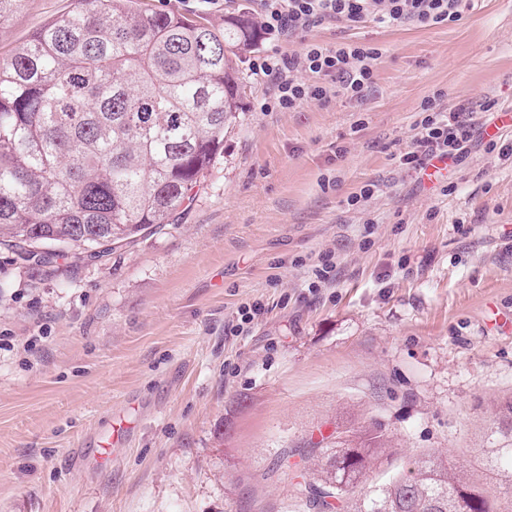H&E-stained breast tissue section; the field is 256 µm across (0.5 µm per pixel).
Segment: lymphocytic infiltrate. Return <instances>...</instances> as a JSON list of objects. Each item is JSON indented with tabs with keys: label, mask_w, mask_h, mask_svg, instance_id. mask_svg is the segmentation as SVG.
<instances>
[{
	"label": "lymphocytic infiltrate",
	"mask_w": 512,
	"mask_h": 512,
	"mask_svg": "<svg viewBox=\"0 0 512 512\" xmlns=\"http://www.w3.org/2000/svg\"><path fill=\"white\" fill-rule=\"evenodd\" d=\"M260 27L267 37L298 38L296 53L257 56L252 73L269 89L254 109L258 112H291L310 102L335 96L359 100L375 83L379 46L348 41L325 43L309 38L311 29L343 24L357 27L367 22L420 28L451 25L462 20L474 0H253ZM444 91H436L420 105V133L402 162L422 172L432 159L457 166L471 150V117L474 111H493V103L480 108L471 103L444 106Z\"/></svg>",
	"instance_id": "f902f5d3"
}]
</instances>
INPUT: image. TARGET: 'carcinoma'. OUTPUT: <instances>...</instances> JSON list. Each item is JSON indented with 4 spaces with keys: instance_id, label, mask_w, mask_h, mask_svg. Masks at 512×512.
Wrapping results in <instances>:
<instances>
[{
    "instance_id": "1",
    "label": "carcinoma",
    "mask_w": 512,
    "mask_h": 512,
    "mask_svg": "<svg viewBox=\"0 0 512 512\" xmlns=\"http://www.w3.org/2000/svg\"><path fill=\"white\" fill-rule=\"evenodd\" d=\"M242 13L218 31L136 0H73L0 56V248L52 267L71 252L102 258L172 223L237 121L234 57L255 46ZM391 440L336 423L303 451L296 483L309 512H512V399L465 458L435 449L382 482Z\"/></svg>"
}]
</instances>
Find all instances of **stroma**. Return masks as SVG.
<instances>
[{"instance_id":"1","label":"stroma","mask_w":512,"mask_h":512,"mask_svg":"<svg viewBox=\"0 0 512 512\" xmlns=\"http://www.w3.org/2000/svg\"><path fill=\"white\" fill-rule=\"evenodd\" d=\"M138 3L216 28L253 9ZM70 5L24 0L0 53ZM310 36L381 47L363 100L255 111L252 59L301 47L260 40L238 59L240 120L172 224L47 273L0 251V512H304L293 450L342 414L390 436L377 479L426 448L480 446L512 396V163L486 148L512 146V125L490 138L475 114L469 156L429 182L401 157L436 91L512 113V0L450 26ZM326 253L336 281L310 293ZM120 414L134 426L99 458Z\"/></svg>"}]
</instances>
